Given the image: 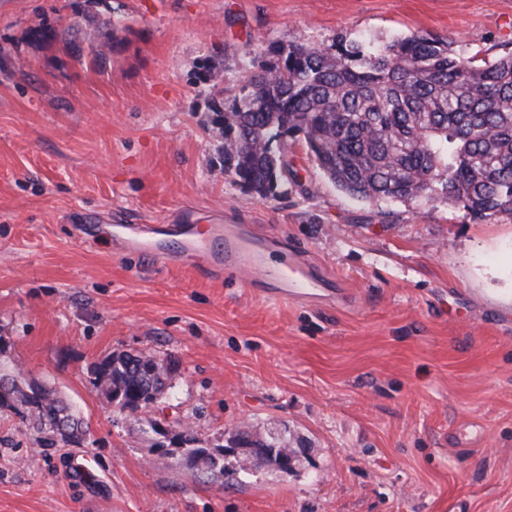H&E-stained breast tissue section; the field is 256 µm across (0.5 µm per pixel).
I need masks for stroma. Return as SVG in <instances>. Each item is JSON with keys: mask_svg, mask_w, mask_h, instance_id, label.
Masks as SVG:
<instances>
[{"mask_svg": "<svg viewBox=\"0 0 512 512\" xmlns=\"http://www.w3.org/2000/svg\"><path fill=\"white\" fill-rule=\"evenodd\" d=\"M121 17L104 66L93 34ZM60 29L57 42L36 36ZM512 51V0H0V365L88 427L44 449L0 416V512H512V219L340 191L289 142L287 194L232 183L209 101L269 44L337 33ZM223 66L200 82L203 62ZM256 225L342 302L269 300L114 248L115 224ZM173 358L161 403L217 449L253 423L301 467L179 464L90 384L108 354Z\"/></svg>", "mask_w": 512, "mask_h": 512, "instance_id": "1", "label": "stroma"}]
</instances>
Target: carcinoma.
<instances>
[{
    "mask_svg": "<svg viewBox=\"0 0 512 512\" xmlns=\"http://www.w3.org/2000/svg\"><path fill=\"white\" fill-rule=\"evenodd\" d=\"M221 155L234 182L262 198L286 191L288 139L300 135L316 165L344 194L365 202L424 198L461 206L475 223L512 218V53L464 56L427 33L374 43L338 33L329 44L271 45L244 69L235 92L219 93ZM172 362L110 354L90 368V383L123 408L154 409L170 388ZM0 413L39 434L42 448L67 444L65 405L51 389L33 393L21 369L0 372ZM235 470L255 460L284 472L290 445L247 424Z\"/></svg>",
    "mask_w": 512,
    "mask_h": 512,
    "instance_id": "obj_1",
    "label": "carcinoma"
}]
</instances>
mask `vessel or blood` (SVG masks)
<instances>
[{
    "label": "vessel or blood",
    "instance_id": "1",
    "mask_svg": "<svg viewBox=\"0 0 512 512\" xmlns=\"http://www.w3.org/2000/svg\"><path fill=\"white\" fill-rule=\"evenodd\" d=\"M112 239L166 264L190 263L196 274L209 278L247 272L246 287L278 301L323 304L336 300L326 274L307 263L302 251L285 247L274 236L256 235L249 224H194L173 242L145 237L137 224H118Z\"/></svg>",
    "mask_w": 512,
    "mask_h": 512
}]
</instances>
